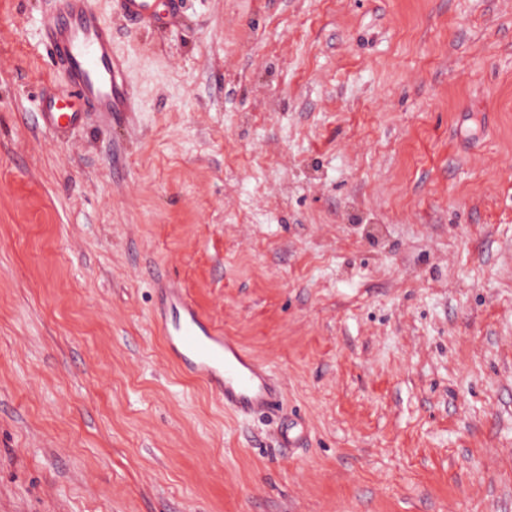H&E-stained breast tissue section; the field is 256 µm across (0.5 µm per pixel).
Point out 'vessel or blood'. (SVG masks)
<instances>
[{"mask_svg": "<svg viewBox=\"0 0 512 512\" xmlns=\"http://www.w3.org/2000/svg\"><path fill=\"white\" fill-rule=\"evenodd\" d=\"M58 14L43 25L42 41L52 65L66 75V85L46 95L37 122L65 135L97 114L117 121L132 110L123 63L112 48V28L89 0H59ZM136 24L159 21L157 0H115ZM157 321L164 350L173 364L186 369L241 413L273 411L280 390L271 371L232 337L205 323L184 288L166 282L160 290Z\"/></svg>", "mask_w": 512, "mask_h": 512, "instance_id": "vessel-or-blood-1", "label": "vessel or blood"}]
</instances>
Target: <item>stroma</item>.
<instances>
[{
    "label": "stroma",
    "instance_id": "obj_1",
    "mask_svg": "<svg viewBox=\"0 0 512 512\" xmlns=\"http://www.w3.org/2000/svg\"><path fill=\"white\" fill-rule=\"evenodd\" d=\"M55 2L0 0V512H512V0H91L135 109L65 135ZM166 279L278 411L167 361ZM158 0H114L120 11L134 24H151L159 21Z\"/></svg>",
    "mask_w": 512,
    "mask_h": 512
}]
</instances>
